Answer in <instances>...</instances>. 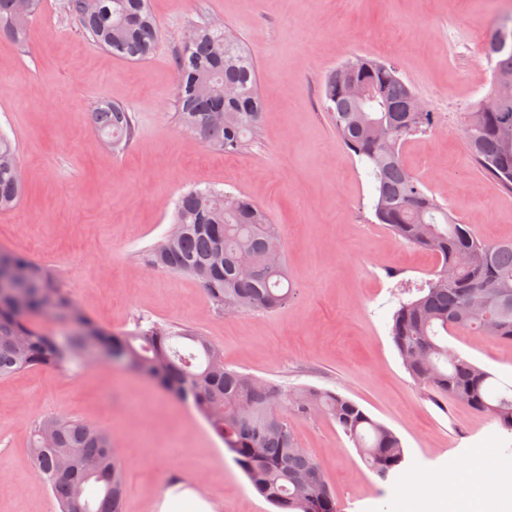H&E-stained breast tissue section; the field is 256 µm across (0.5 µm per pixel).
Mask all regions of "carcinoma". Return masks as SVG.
<instances>
[{
    "label": "carcinoma",
    "instance_id": "carcinoma-1",
    "mask_svg": "<svg viewBox=\"0 0 512 512\" xmlns=\"http://www.w3.org/2000/svg\"><path fill=\"white\" fill-rule=\"evenodd\" d=\"M31 9L21 0H0V37L31 39ZM66 9L94 43L128 61L155 51L160 26L149 0H67ZM503 30L507 40L496 39ZM491 90L512 84V16L498 20L487 38ZM352 67L367 85L365 99L339 90V69ZM177 118L207 147L241 152L262 122V105L251 54L225 25L193 27L176 58ZM326 109L341 144L362 162L373 180L374 216L398 241L434 255L439 269L399 302L390 335L413 381L436 402L457 399L487 413L512 432V384L448 347L465 333L512 344V239L486 242L457 223L448 205L407 167L406 139L431 130L436 114L408 112L416 96L398 69L377 57L354 53L325 78ZM506 112L475 105L463 139L475 166L502 191L512 193V96ZM92 129L114 152L135 131L134 115L105 103L90 112ZM16 144L0 132V211L15 208L25 185ZM172 224L178 232L145 250L154 272L194 277L219 312H275L293 298L277 225L250 198L212 187L184 192ZM0 269L13 288L0 302V378L38 368L72 375L97 363L87 340L110 352L124 372L191 404L247 477L277 512H337L336 495L318 463L301 448L291 418L325 416L353 443L382 479L406 461L401 438L360 405L315 387L282 391L224 364L223 348L180 323H137L132 331L99 325L62 288L55 271L0 247ZM46 310L70 326L69 339L32 327ZM34 472L50 488L58 512H123L125 462L112 448L110 431L66 416H47L31 429Z\"/></svg>",
    "mask_w": 512,
    "mask_h": 512
}]
</instances>
